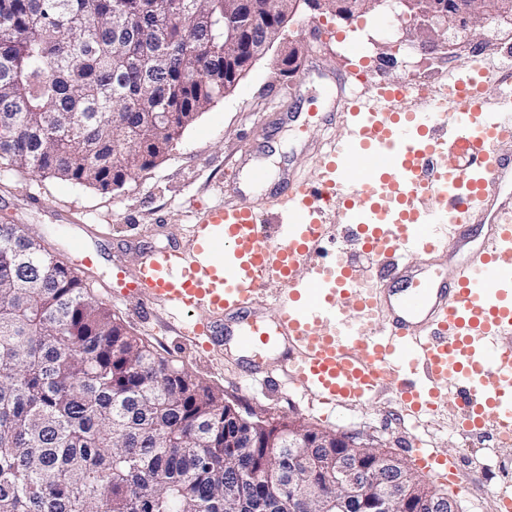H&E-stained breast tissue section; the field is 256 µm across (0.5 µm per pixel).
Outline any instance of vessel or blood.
Listing matches in <instances>:
<instances>
[{
    "label": "vessel or blood",
    "instance_id": "obj_1",
    "mask_svg": "<svg viewBox=\"0 0 512 512\" xmlns=\"http://www.w3.org/2000/svg\"><path fill=\"white\" fill-rule=\"evenodd\" d=\"M495 74L458 66L442 111L402 109L399 85L371 101L349 91L318 180L283 179L273 221L250 202L216 204L197 214L187 250H154L116 279L173 320L207 310L184 336L192 346L217 351L232 324L249 379L266 387L280 380L258 351L281 344L287 375L319 403L367 402L388 381L419 414L453 390L463 422L512 430V92L478 93ZM479 220L490 229L451 280L412 264L466 244ZM331 224L376 276L361 277L356 254L324 249ZM272 285L277 315L265 325L256 310Z\"/></svg>",
    "mask_w": 512,
    "mask_h": 512
}]
</instances>
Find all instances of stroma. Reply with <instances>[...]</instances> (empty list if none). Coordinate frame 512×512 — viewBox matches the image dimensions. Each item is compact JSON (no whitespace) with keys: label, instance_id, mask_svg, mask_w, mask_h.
I'll return each instance as SVG.
<instances>
[{"label":"stroma","instance_id":"35a3bbf8","mask_svg":"<svg viewBox=\"0 0 512 512\" xmlns=\"http://www.w3.org/2000/svg\"><path fill=\"white\" fill-rule=\"evenodd\" d=\"M447 40L458 44L456 35ZM294 46L302 50L301 69L287 78L279 76L280 60ZM389 46L396 47L398 63L383 69L379 55ZM458 46L459 55L452 59L421 51L418 41L404 36L387 8L345 22L328 13H313L302 2L267 53L234 90L187 127L177 146L155 167L108 193L16 173L0 181V223L27 225L44 237L47 246L74 262L79 259L74 240L96 251V266L83 273L96 300L108 305L159 357L223 394L242 415L273 421L290 417L377 445L403 457L422 485L453 496L460 512H498L502 481L512 474V446L496 448L490 437L461 434L456 406L439 407L418 424L387 385L370 402L331 410L313 405L290 379L284 387L265 393L244 376L248 360L235 337H225L219 355L189 348L180 340L178 323L162 306L109 291L117 269L133 270L144 253L186 246L193 215L222 202L225 187L241 182L245 153L266 159L271 179L289 170L297 178L315 180V148L340 130L338 120L331 117L339 108L336 77L357 75L358 58L380 69L377 77L359 81L364 95L375 94L378 80L402 83L414 73L429 76L439 90L448 71L459 64L506 63L512 55V20L493 19L473 44ZM417 442L452 461L455 480L424 469L411 453Z\"/></svg>","mask_w":512,"mask_h":512}]
</instances>
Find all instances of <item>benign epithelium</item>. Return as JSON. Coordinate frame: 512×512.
Returning <instances> with one entry per match:
<instances>
[{
    "label": "benign epithelium",
    "instance_id": "obj_1",
    "mask_svg": "<svg viewBox=\"0 0 512 512\" xmlns=\"http://www.w3.org/2000/svg\"><path fill=\"white\" fill-rule=\"evenodd\" d=\"M388 0H305L314 12H328L340 19L350 20L387 6ZM424 8L406 11L411 0H397L400 13L397 17L407 35L419 38L436 28L440 32L459 30L465 39L479 36L485 23L493 17L512 16L497 7L487 6V0H474V6L462 15L461 21L448 22L446 0H422ZM262 50L224 54V77L245 74L271 46L261 43ZM280 447L288 449V475L280 477V487L288 499L314 498L320 503V512H344L348 501L367 500L373 512H409L408 505L426 502L432 512H460L454 498L440 493L424 494L423 487L413 480V473L406 461L385 450L370 445H358L344 434L311 428L300 422L284 431ZM307 448H326L328 457L335 461L330 471L336 486V503L317 495L316 487L305 479L314 461L306 454Z\"/></svg>",
    "mask_w": 512,
    "mask_h": 512
}]
</instances>
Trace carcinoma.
<instances>
[{
  "mask_svg": "<svg viewBox=\"0 0 512 512\" xmlns=\"http://www.w3.org/2000/svg\"><path fill=\"white\" fill-rule=\"evenodd\" d=\"M291 7L254 0L269 39ZM250 26L228 0H0V180L123 188L224 97V29ZM229 411L0 224V512H316L265 477L277 423L226 448Z\"/></svg>",
  "mask_w": 512,
  "mask_h": 512,
  "instance_id": "cac0c4a2",
  "label": "carcinoma"
}]
</instances>
